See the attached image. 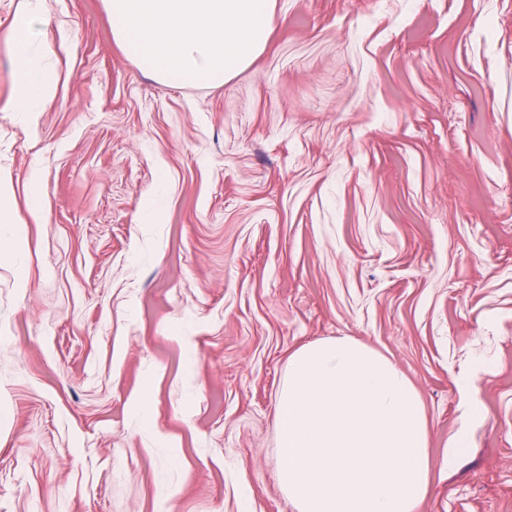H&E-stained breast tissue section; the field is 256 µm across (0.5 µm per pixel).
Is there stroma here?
Instances as JSON below:
<instances>
[{
    "mask_svg": "<svg viewBox=\"0 0 512 512\" xmlns=\"http://www.w3.org/2000/svg\"><path fill=\"white\" fill-rule=\"evenodd\" d=\"M36 2L33 123L0 0V512H292L276 405L336 336L420 396L419 512H512V0H276L219 87Z\"/></svg>",
    "mask_w": 512,
    "mask_h": 512,
    "instance_id": "obj_1",
    "label": "stroma"
}]
</instances>
